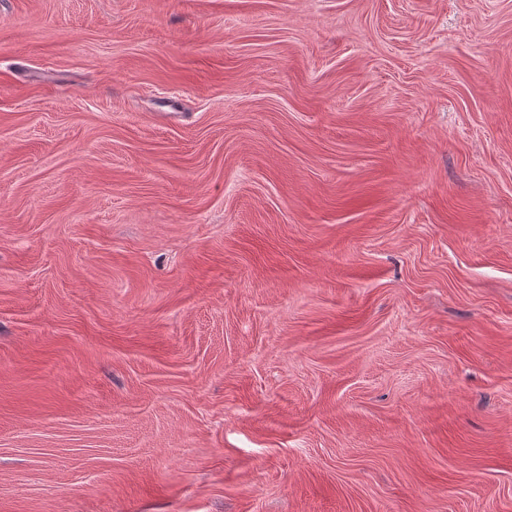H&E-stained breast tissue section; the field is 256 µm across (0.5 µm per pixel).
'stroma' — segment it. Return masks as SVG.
<instances>
[{"instance_id": "35a3bbf8", "label": "stroma", "mask_w": 512, "mask_h": 512, "mask_svg": "<svg viewBox=\"0 0 512 512\" xmlns=\"http://www.w3.org/2000/svg\"><path fill=\"white\" fill-rule=\"evenodd\" d=\"M0 512H512V0H0Z\"/></svg>"}]
</instances>
